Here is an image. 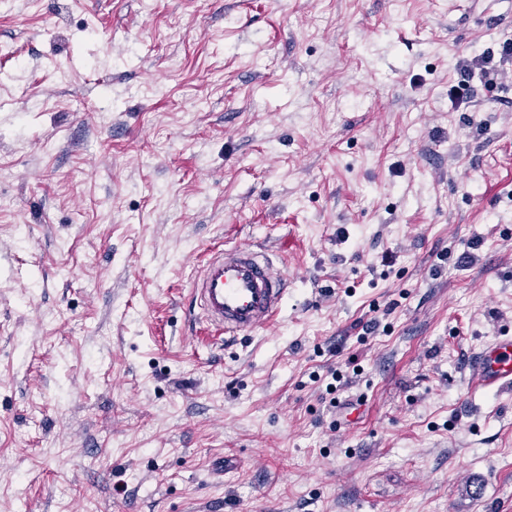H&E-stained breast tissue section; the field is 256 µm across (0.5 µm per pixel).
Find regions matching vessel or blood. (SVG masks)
I'll use <instances>...</instances> for the list:
<instances>
[{
  "label": "vessel or blood",
  "instance_id": "1",
  "mask_svg": "<svg viewBox=\"0 0 512 512\" xmlns=\"http://www.w3.org/2000/svg\"><path fill=\"white\" fill-rule=\"evenodd\" d=\"M287 293V273L266 253L244 245L213 249L191 290L201 318L198 335L215 341L266 328ZM469 385L484 392L512 390V336L496 337L477 353Z\"/></svg>",
  "mask_w": 512,
  "mask_h": 512
}]
</instances>
